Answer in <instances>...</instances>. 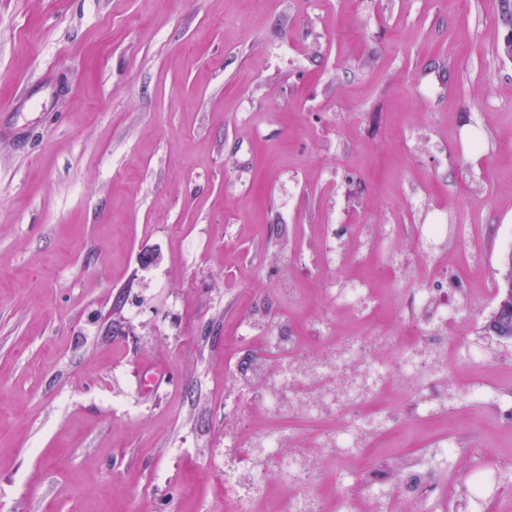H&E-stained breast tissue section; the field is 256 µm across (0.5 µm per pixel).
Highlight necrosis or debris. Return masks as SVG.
<instances>
[{"mask_svg":"<svg viewBox=\"0 0 512 512\" xmlns=\"http://www.w3.org/2000/svg\"><path fill=\"white\" fill-rule=\"evenodd\" d=\"M420 269L427 285L400 292V312L418 321L415 332L381 326L369 335H340L322 316L312 335L270 330L243 320L239 346L278 352L262 355L248 368L227 367L232 380L224 391V500L229 512H425L442 486L430 458L460 451L480 454L479 434L464 439L438 435L432 457L407 459L405 494L390 498L397 481L390 470L369 467L353 495L331 486L354 458L366 459L374 436L397 433L437 418L457 391L448 376V338L459 305L482 311V294L452 275L447 257L413 248L407 262ZM322 420L313 440L298 443L290 417ZM276 471L286 493L271 495L264 473Z\"/></svg>","mask_w":512,"mask_h":512,"instance_id":"necrosis-or-debris-1","label":"necrosis or debris"}]
</instances>
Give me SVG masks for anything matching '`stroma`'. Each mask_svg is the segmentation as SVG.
<instances>
[{
	"label": "stroma",
	"instance_id": "stroma-1",
	"mask_svg": "<svg viewBox=\"0 0 512 512\" xmlns=\"http://www.w3.org/2000/svg\"><path fill=\"white\" fill-rule=\"evenodd\" d=\"M512 24L502 0H0V512H224V366L244 317L300 331L354 275L421 288L411 247L323 225L436 221L467 277L512 254ZM289 299L271 306L282 261ZM438 512H482L460 472L512 432L466 388L512 389L460 307ZM416 429L367 459L426 449ZM481 436L478 433H470L466 439H449L446 434H439L435 440L433 457L444 460L448 457L456 455L461 450H465L472 455H479L482 451L480 448Z\"/></svg>",
	"mask_w": 512,
	"mask_h": 512
}]
</instances>
